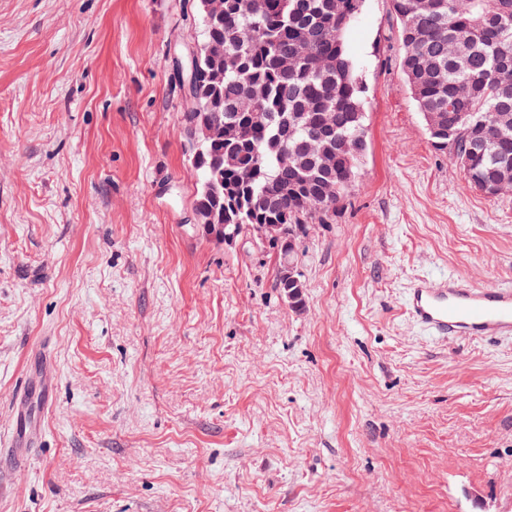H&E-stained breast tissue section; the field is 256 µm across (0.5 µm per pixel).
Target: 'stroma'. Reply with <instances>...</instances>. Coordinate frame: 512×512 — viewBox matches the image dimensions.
<instances>
[{"mask_svg":"<svg viewBox=\"0 0 512 512\" xmlns=\"http://www.w3.org/2000/svg\"><path fill=\"white\" fill-rule=\"evenodd\" d=\"M196 0H0V512H512V338L441 340L419 279L512 287V193L437 150L391 0L345 42L367 149L299 255L195 227L174 58ZM0 446V484H3L7 479L12 480L19 471L13 468L14 458L23 455L24 451L17 433H13L11 443L5 444L1 441Z\"/></svg>","mask_w":512,"mask_h":512,"instance_id":"1","label":"stroma"}]
</instances>
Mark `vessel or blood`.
Masks as SVG:
<instances>
[{"instance_id":"vessel-or-blood-1","label":"vessel or blood","mask_w":512,"mask_h":512,"mask_svg":"<svg viewBox=\"0 0 512 512\" xmlns=\"http://www.w3.org/2000/svg\"><path fill=\"white\" fill-rule=\"evenodd\" d=\"M409 316L432 336L502 338L512 335V289L497 286L475 288L467 281L446 278L421 280L406 297ZM23 450L19 435L0 446V484L13 478V463Z\"/></svg>"}]
</instances>
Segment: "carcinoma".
Listing matches in <instances>:
<instances>
[{"label": "carcinoma", "instance_id": "carcinoma-1", "mask_svg": "<svg viewBox=\"0 0 512 512\" xmlns=\"http://www.w3.org/2000/svg\"><path fill=\"white\" fill-rule=\"evenodd\" d=\"M361 2L336 0L333 9L331 0H225L224 17L202 24V43L220 42L224 54L201 52L200 106L183 112V122L248 130L243 140L219 134L201 148L195 210L203 218L282 224L285 234L271 249L280 255L290 242L302 247L322 204L305 179L314 154H299L294 172L280 168L279 154L285 142L305 148L327 125L339 141L362 142L363 86L344 41ZM391 2L405 84L414 73L420 80L411 92L419 112H446L453 89L472 86L456 106L469 114L456 130L468 150L463 170L471 185L512 169V0H437L428 16L418 0ZM302 36L314 39V55L338 68L281 70L279 58ZM358 162L357 155L337 154L335 204L346 197Z\"/></svg>", "mask_w": 512, "mask_h": 512}]
</instances>
